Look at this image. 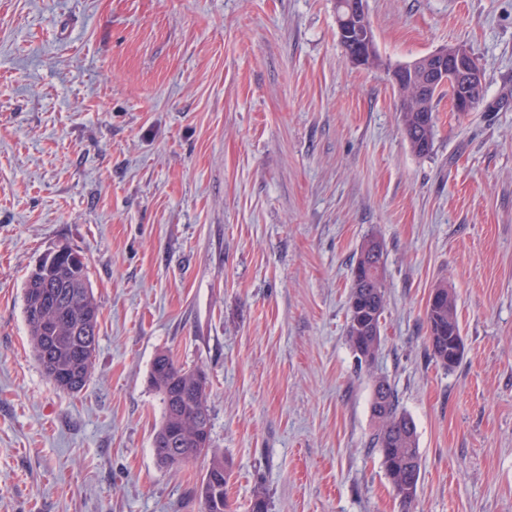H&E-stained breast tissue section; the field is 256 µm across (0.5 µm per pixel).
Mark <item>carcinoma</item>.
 Returning <instances> with one entry per match:
<instances>
[{
	"label": "carcinoma",
	"mask_w": 512,
	"mask_h": 512,
	"mask_svg": "<svg viewBox=\"0 0 512 512\" xmlns=\"http://www.w3.org/2000/svg\"><path fill=\"white\" fill-rule=\"evenodd\" d=\"M412 86L421 81L416 72L408 78ZM412 86L400 89V117L406 138L412 150L426 155L433 146L434 112L437 100L445 94L465 92L479 104L483 101V83L466 88L442 87L427 96L417 97ZM383 247L376 239L366 240L353 268L349 293L346 336L351 349L377 352L381 340V327H372L368 317L376 312L383 315L385 289L383 281L373 277L372 271L384 269ZM24 313L31 348L45 375L53 372L74 376L67 393H76L86 384L89 356L96 354L99 336L100 310L88 276L87 264L71 247L57 255L44 254L38 270H30L24 284ZM429 348L437 364L451 370L461 362L464 347H455V338L461 335L457 317V298L448 285L439 283L432 289L426 306ZM457 352L453 363L448 354ZM157 363L149 372V383L160 395L163 417L160 428L190 435L194 419L201 412H209L206 384L197 382L196 369L177 365L166 354L155 357ZM373 417L378 428L371 439V448L381 456L386 475L403 512H411L418 494L421 456L418 448L416 425L413 419L399 410L397 395L390 383L380 377L376 380L371 402ZM206 473L199 491L208 512H229L227 485L229 471L224 455L207 447Z\"/></svg>",
	"instance_id": "obj_1"
}]
</instances>
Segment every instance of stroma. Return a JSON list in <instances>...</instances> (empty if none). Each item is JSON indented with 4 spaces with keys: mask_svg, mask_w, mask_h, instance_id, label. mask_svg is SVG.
<instances>
[{
    "mask_svg": "<svg viewBox=\"0 0 512 512\" xmlns=\"http://www.w3.org/2000/svg\"><path fill=\"white\" fill-rule=\"evenodd\" d=\"M382 64H352L336 0H0V512H202L203 462L160 466L148 383L207 376L232 512H402L373 387L414 421L413 512H512V0H365ZM479 58L412 151L390 73ZM384 249L371 366L346 339L351 273ZM65 243L100 308L76 393L35 361L23 284ZM457 296L439 366L425 308ZM426 323L428 329L429 348L437 364L451 370L461 362L464 344L457 348V357L451 364L448 354L453 353L455 338L461 336L457 317V298L455 292L447 284L438 283L432 289L426 306Z\"/></svg>",
    "mask_w": 512,
    "mask_h": 512,
    "instance_id": "35a3bbf8",
    "label": "stroma"
}]
</instances>
